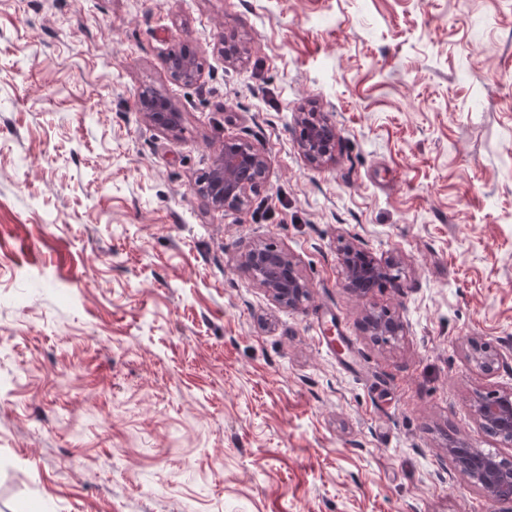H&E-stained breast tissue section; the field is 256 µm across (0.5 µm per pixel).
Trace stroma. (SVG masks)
<instances>
[{"mask_svg":"<svg viewBox=\"0 0 512 512\" xmlns=\"http://www.w3.org/2000/svg\"><path fill=\"white\" fill-rule=\"evenodd\" d=\"M228 141L267 167L221 211ZM265 242L298 308L242 267ZM349 244L396 281L346 288ZM510 386L512 0H0V512H508L448 448L512 456L472 412ZM175 61L179 65L176 77L181 78L185 84H193L199 78V71L196 67L195 59L187 54L181 53L177 50L170 52L167 58V64ZM140 112L148 123L161 129L175 128L180 120V112L172 102L149 95L141 98ZM298 122L302 127H307L303 130L299 142L301 151L309 160L321 162L330 152V147H325L326 131L332 127L330 120L325 116L316 120L310 119L306 117L305 112H301L298 115ZM241 262L275 302L297 308L307 297L309 286L295 273L294 262L287 251L254 244L244 251ZM501 356L486 343L472 339L469 342V348L466 352V359L486 371H493L495 365L499 363Z\"/></svg>","mask_w":512,"mask_h":512,"instance_id":"stroma-1","label":"stroma"}]
</instances>
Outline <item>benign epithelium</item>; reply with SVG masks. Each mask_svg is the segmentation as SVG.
<instances>
[{
  "label": "benign epithelium",
  "mask_w": 512,
  "mask_h": 512,
  "mask_svg": "<svg viewBox=\"0 0 512 512\" xmlns=\"http://www.w3.org/2000/svg\"><path fill=\"white\" fill-rule=\"evenodd\" d=\"M179 65L176 77L190 85L199 78L195 59L177 50L170 52L167 62ZM140 112L151 125L161 129H172L180 120V112L172 102L145 95L140 101ZM298 122L304 127L299 147L313 162H320L330 152L326 147V131L331 127L328 118L310 119L305 113L298 115ZM265 157L250 147L233 151L221 150L200 193L207 196L217 210L240 207L247 194L259 188L260 173L266 169ZM242 265L252 273L253 279L277 303L290 308L298 307L308 295V284L295 273V265L285 250L265 248L260 244L248 247L241 256ZM348 283L358 288L386 276L392 267L388 261H380L356 245L347 246L342 253ZM371 326L381 336L396 335L402 327L389 323L383 317H372ZM466 359L486 370H494L500 354L486 343L473 339L469 342ZM474 417L483 428H491L499 441L512 446V388L494 391L487 397H480L474 404ZM452 462L450 474H461L466 481L481 491L493 504L503 501L500 492L512 487V462L500 454L472 449V456L462 460L448 451Z\"/></svg>",
  "instance_id": "7a95c632"
}]
</instances>
